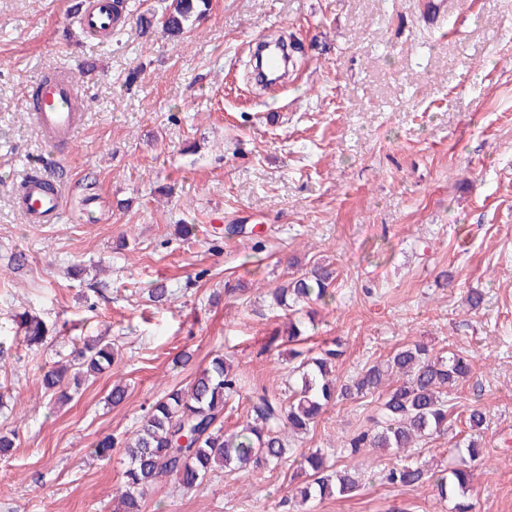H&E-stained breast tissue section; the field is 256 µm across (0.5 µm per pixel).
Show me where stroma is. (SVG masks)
Segmentation results:
<instances>
[{
  "instance_id": "stroma-1",
  "label": "stroma",
  "mask_w": 512,
  "mask_h": 512,
  "mask_svg": "<svg viewBox=\"0 0 512 512\" xmlns=\"http://www.w3.org/2000/svg\"><path fill=\"white\" fill-rule=\"evenodd\" d=\"M416 2L210 0L179 39L141 30L161 0H128L106 49L71 19V0H0V433L17 435L0 457V512H118L120 441L213 354L233 356L241 379L225 432L250 387L287 392L288 312L272 291L319 262L336 280L309 306L307 345L345 340L339 380L406 343L470 356L448 397L452 426L411 454L446 467L480 405L469 499L473 512H512V0H447L437 27ZM281 35L302 46L285 82H248L252 40ZM62 70L85 106L62 152L67 215L29 224L14 194L48 151L25 91ZM231 222L246 235L226 239ZM157 285L167 301H150ZM23 314L44 322L42 344L27 345ZM92 341L117 349L112 366L80 390L44 391V373ZM117 381L128 396L115 405ZM376 405L336 402L291 438L363 478L356 496L304 512H452L432 483H382L392 456L349 452ZM106 437L117 448L95 455ZM297 472L288 458L215 469L195 492L163 481L146 512H281Z\"/></svg>"
}]
</instances>
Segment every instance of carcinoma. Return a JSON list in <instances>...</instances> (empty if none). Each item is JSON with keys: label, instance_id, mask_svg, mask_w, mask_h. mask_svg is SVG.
Masks as SVG:
<instances>
[{"label": "carcinoma", "instance_id": "carcinoma-1", "mask_svg": "<svg viewBox=\"0 0 512 512\" xmlns=\"http://www.w3.org/2000/svg\"><path fill=\"white\" fill-rule=\"evenodd\" d=\"M208 5V0H175L173 9L162 14L163 29L171 37L182 36L191 18ZM335 279V270L317 264L276 288L274 302L296 314L297 305L326 299ZM22 329L29 343L41 341L44 335L42 323L36 320L22 322ZM345 353L340 339L324 343L316 352L292 350V358L299 360L292 373L300 383L289 389L286 398L255 389L246 422L230 434L224 432V408L239 391V375L231 357L213 355L188 389H173L152 403L140 428L123 443L129 463L123 472L121 512H145L147 495L160 476L190 492L198 490L216 466L232 471L280 464L290 451L285 431L307 432L340 397L379 392L371 425L348 441L354 454L362 448L400 452L448 431V394L468 377L471 359L453 351L446 356L432 355L416 342L396 348L384 360L364 366L355 378L339 385L334 372ZM78 360L87 374H98L111 367L112 351L106 345L87 343ZM484 422L482 408L468 410L465 425L472 436L464 441L465 447L456 448V459L447 468L431 473L416 461L399 459L381 474L380 481L411 488L430 481L441 498L456 499L453 512H472L467 497L470 469L478 455L475 434L481 432ZM300 470L306 481L295 495L296 506L316 497H351L361 486L356 472L331 469L318 449L301 455Z\"/></svg>", "mask_w": 512, "mask_h": 512}]
</instances>
